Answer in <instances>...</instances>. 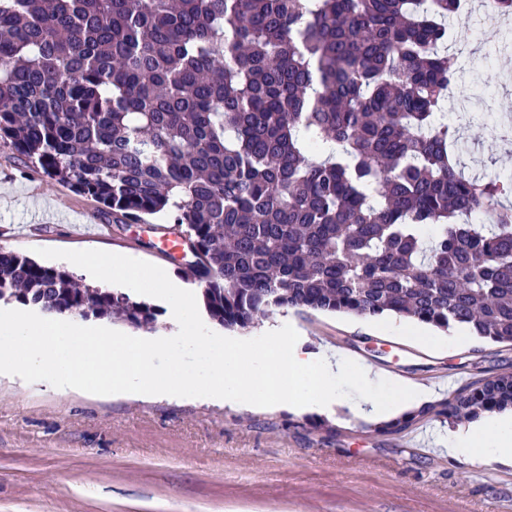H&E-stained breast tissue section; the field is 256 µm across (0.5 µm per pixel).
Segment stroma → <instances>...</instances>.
<instances>
[{
    "instance_id": "35a3bbf8",
    "label": "stroma",
    "mask_w": 512,
    "mask_h": 512,
    "mask_svg": "<svg viewBox=\"0 0 512 512\" xmlns=\"http://www.w3.org/2000/svg\"><path fill=\"white\" fill-rule=\"evenodd\" d=\"M449 27L461 83L447 109L474 117L465 131L478 172L512 177V143L495 129L512 119V16H486L464 0ZM101 204L47 178L0 140V237L10 249L126 251L151 261L137 225L110 239L73 236L63 215ZM37 233H29V225ZM297 327L305 350L330 349L356 363L432 387L431 403L469 383L512 371V346L468 337L435 350L381 332L378 319L288 309L270 316ZM452 376L451 384L434 376ZM397 418L381 433L349 407L332 414L288 405L215 404L205 398L145 400L55 392L44 381L0 377V512H512V462L474 466L438 449L452 423Z\"/></svg>"
}]
</instances>
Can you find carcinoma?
I'll return each instance as SVG.
<instances>
[{
  "label": "carcinoma",
  "mask_w": 512,
  "mask_h": 512,
  "mask_svg": "<svg viewBox=\"0 0 512 512\" xmlns=\"http://www.w3.org/2000/svg\"><path fill=\"white\" fill-rule=\"evenodd\" d=\"M462 0H0V138L115 224L187 235L210 320L284 309L512 343V177L472 175ZM0 302L151 331L124 291L0 248ZM512 408V372L419 411Z\"/></svg>",
  "instance_id": "carcinoma-1"
}]
</instances>
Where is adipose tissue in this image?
Returning a JSON list of instances; mask_svg holds the SVG:
<instances>
[{"instance_id": "ef3b65f1", "label": "adipose tissue", "mask_w": 512, "mask_h": 512, "mask_svg": "<svg viewBox=\"0 0 512 512\" xmlns=\"http://www.w3.org/2000/svg\"><path fill=\"white\" fill-rule=\"evenodd\" d=\"M444 445L449 456L474 464L512 458V414L494 413L479 423L449 431Z\"/></svg>"}]
</instances>
